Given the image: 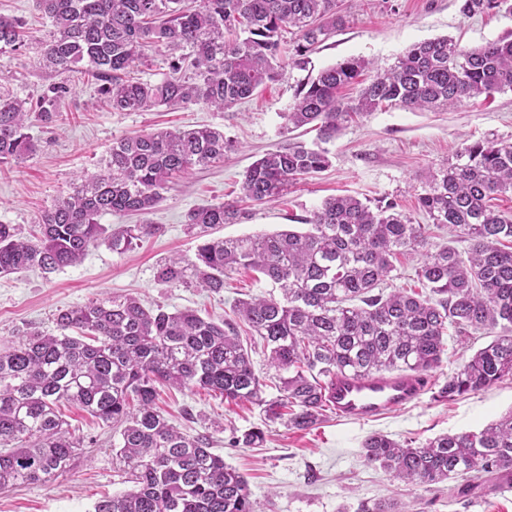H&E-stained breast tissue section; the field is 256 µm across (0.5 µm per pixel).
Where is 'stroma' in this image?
<instances>
[{"instance_id":"obj_1","label":"stroma","mask_w":512,"mask_h":512,"mask_svg":"<svg viewBox=\"0 0 512 512\" xmlns=\"http://www.w3.org/2000/svg\"><path fill=\"white\" fill-rule=\"evenodd\" d=\"M460 5L461 0H357L349 23L309 53L306 68L285 69L276 81L223 111L196 104L115 112L101 100L97 84L72 75L62 102L64 120L47 126L33 121L29 132L38 141L37 152L18 163L0 164L2 224L29 230L82 171L96 170L113 142L136 132L209 126L223 130L234 149L223 163L194 169L176 182L151 213L102 216V223L115 228L157 225V233L133 249L118 253L102 245L90 249L80 264L51 274L24 270L0 277V345L34 328L57 334L58 310L96 297H132L147 309L189 310L230 322L255 371L275 376L262 340L250 334L233 310L236 301L272 293L271 282L242 270L215 293L163 284L159 267L173 255H194L198 241L184 226L189 210L237 199L243 175L256 159L291 140H315L308 128L289 129L286 115L299 85L321 69L362 57L383 71L411 45L444 36L466 48L512 39V15L491 12L468 18ZM0 72L6 76L5 88L22 99L37 97L46 84L33 50L0 54ZM485 138L512 142V91L467 99L449 110L379 109L350 123L329 143L328 169L293 182L274 202L248 206L241 223L217 227L213 234L300 231L323 200L335 195L394 200L414 223L426 224L416 203L421 178L453 158L463 140ZM156 404L178 430L211 436L213 452L246 479L255 512H355L360 501L388 498L405 504L408 512H512V488L495 491L483 480L460 478L411 485L363 459V443L375 433L419 445L445 433L483 428L512 410V378L454 401L429 394L418 404L364 423L342 420L330 410L309 431L266 421L254 405H227L202 391L163 388ZM61 411L84 439L79 458L49 482L0 490V512H93L102 497L131 490L128 468L116 453L118 432L78 408L65 405ZM254 427L265 431L258 445L231 444L233 431Z\"/></svg>"}]
</instances>
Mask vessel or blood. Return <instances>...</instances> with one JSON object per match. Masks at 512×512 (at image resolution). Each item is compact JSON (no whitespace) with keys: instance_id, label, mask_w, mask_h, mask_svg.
Returning a JSON list of instances; mask_svg holds the SVG:
<instances>
[{"instance_id":"1","label":"vessel or blood","mask_w":512,"mask_h":512,"mask_svg":"<svg viewBox=\"0 0 512 512\" xmlns=\"http://www.w3.org/2000/svg\"><path fill=\"white\" fill-rule=\"evenodd\" d=\"M429 389L423 375L339 376L329 387L328 399L337 416L366 422L420 402Z\"/></svg>"}]
</instances>
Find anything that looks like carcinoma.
<instances>
[{
    "label": "carcinoma",
    "instance_id": "1",
    "mask_svg": "<svg viewBox=\"0 0 512 512\" xmlns=\"http://www.w3.org/2000/svg\"><path fill=\"white\" fill-rule=\"evenodd\" d=\"M53 30L38 62L51 79L36 101L0 90V164L32 156L38 141L25 132L30 114L45 125L63 119L70 75L100 82L116 112L205 104L229 109L275 81L285 67L304 68L307 55L343 28L340 0H37ZM512 13V0H461L470 18ZM292 35L283 50V32ZM29 44L25 23L0 14V53ZM167 56L170 73L142 81L134 69L148 51ZM369 62L347 58L300 85L288 126L310 125L319 142H290L246 170L243 197L263 204L297 178L329 166L324 144L353 117L385 106L435 111L465 99L512 91V40L465 49L448 37L413 44L396 64L376 73L354 98ZM232 142L217 128L134 133L112 144L100 169L44 210L25 236L0 223V276L28 268L45 274L80 262L105 245L124 252L157 231L153 224L110 229L105 214L146 215L176 181L196 167L224 160ZM512 194V142L463 143L454 160L428 172L417 207L438 228L467 243L428 248L425 225L394 201L371 204L330 197L304 232L282 230L209 238L243 217L222 203L186 213L188 232L203 239L192 257L171 258L165 284L219 292L239 269L262 274L281 297L240 300L237 314L269 350L280 372L278 395L265 396L248 350L232 324L194 312L149 310L131 297L97 298L60 310L63 334L32 330L0 347V489L49 481L83 448L59 405L105 424L120 423L118 453L133 491L95 503L94 512H255L245 478L213 453L209 439L180 432L156 408L159 386L205 390L228 404L251 403L289 429L309 430L329 405L340 373L424 374L442 362L448 329L489 335L440 387L453 400L512 376V211L489 201ZM421 253L416 278L425 292H383L399 256ZM78 330L79 336L67 334ZM364 462L407 483L433 485L468 474L512 476V411L477 430L442 434L414 447L384 434L363 444ZM355 512H405L394 501H362Z\"/></svg>",
    "mask_w": 512,
    "mask_h": 512
}]
</instances>
